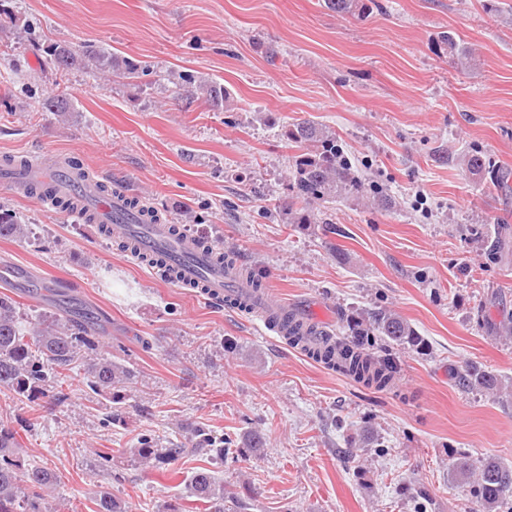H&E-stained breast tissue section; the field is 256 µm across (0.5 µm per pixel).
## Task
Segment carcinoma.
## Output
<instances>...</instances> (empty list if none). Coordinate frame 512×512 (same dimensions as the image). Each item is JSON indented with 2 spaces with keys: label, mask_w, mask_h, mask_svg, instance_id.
<instances>
[{
  "label": "carcinoma",
  "mask_w": 512,
  "mask_h": 512,
  "mask_svg": "<svg viewBox=\"0 0 512 512\" xmlns=\"http://www.w3.org/2000/svg\"><path fill=\"white\" fill-rule=\"evenodd\" d=\"M326 9L338 15L362 16L375 6V0H323ZM448 59L468 68L472 49L463 40L449 34L443 38ZM50 64L57 71L76 65L96 74L133 78L138 67L129 60L118 61L103 50L79 51L65 42L52 43L46 48ZM207 101L215 108L228 99L224 86L208 83L199 86ZM44 112L67 116L74 111L72 100L65 92L50 94L41 100ZM282 138L293 148L302 150L294 156V171L289 189L290 201L282 206L293 224H313L314 206L339 196L360 192L361 185L351 172V164L329 128L305 120L288 123L281 128ZM467 171L496 189L509 188L512 170L498 165L491 157L475 152L465 156ZM29 236L27 225L20 223L8 210L0 209V237L23 240ZM17 302L0 296V388L13 391L20 399L35 403L48 395L49 378L64 379L79 361L83 348L91 345L88 317L60 310L23 329L16 317ZM315 331L296 320L288 322V338L302 344ZM352 335L359 340L334 347L314 345L308 354L316 361L335 368L344 375L377 388L392 383L397 365L392 358L371 355L362 345V338L378 339L387 347L423 345L417 331L399 315L378 310L364 320L354 321ZM86 360V359H84ZM88 383L97 394L114 404L122 403L135 378L125 360L114 355H97L86 360ZM462 387L495 391L500 385L497 376L477 366H471L460 377ZM193 448H168L160 455L154 442L143 438L128 454L139 464H148L162 456L174 461L190 452L208 451L224 458L226 442L203 431ZM18 446L16 432L0 423V512H46L42 506L46 493L58 485L57 476L46 468H20L12 456ZM457 480L471 486L472 495L481 512H512V468L487 457L475 466L467 457L455 463ZM188 487L195 500L203 504L204 512H248V503L238 494L228 491L210 472L201 470L189 477ZM97 512H126L121 500L101 491L96 499Z\"/></svg>",
  "instance_id": "1"
}]
</instances>
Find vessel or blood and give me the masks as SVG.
I'll return each instance as SVG.
<instances>
[{
    "label": "vessel or blood",
    "mask_w": 512,
    "mask_h": 512,
    "mask_svg": "<svg viewBox=\"0 0 512 512\" xmlns=\"http://www.w3.org/2000/svg\"><path fill=\"white\" fill-rule=\"evenodd\" d=\"M44 179L43 164L35 159L29 165L11 169L5 181L21 186ZM52 179L57 195L82 196L108 239L129 245L135 255L152 258L176 285L203 289V299L207 302L226 301L238 306L254 299L267 311H283V303L270 292L256 293L251 282L240 277L236 267L216 262L197 237L173 224L141 223L125 193L100 194L93 178L76 179L71 169L63 166L56 168Z\"/></svg>",
    "instance_id": "vessel-or-blood-1"
}]
</instances>
